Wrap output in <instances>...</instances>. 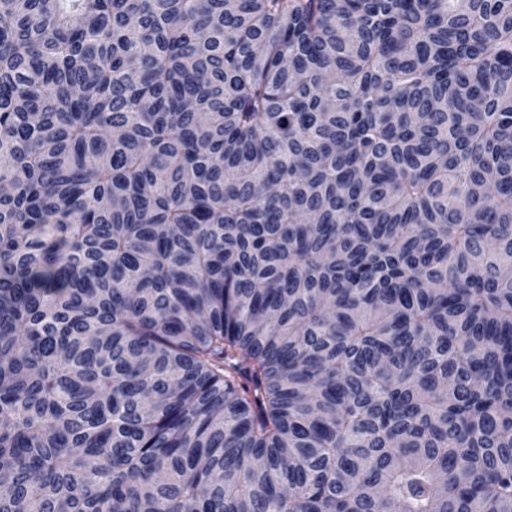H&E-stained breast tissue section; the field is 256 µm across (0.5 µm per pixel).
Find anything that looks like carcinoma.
<instances>
[{"instance_id":"carcinoma-1","label":"carcinoma","mask_w":512,"mask_h":512,"mask_svg":"<svg viewBox=\"0 0 512 512\" xmlns=\"http://www.w3.org/2000/svg\"><path fill=\"white\" fill-rule=\"evenodd\" d=\"M0 17V512H512V0Z\"/></svg>"}]
</instances>
